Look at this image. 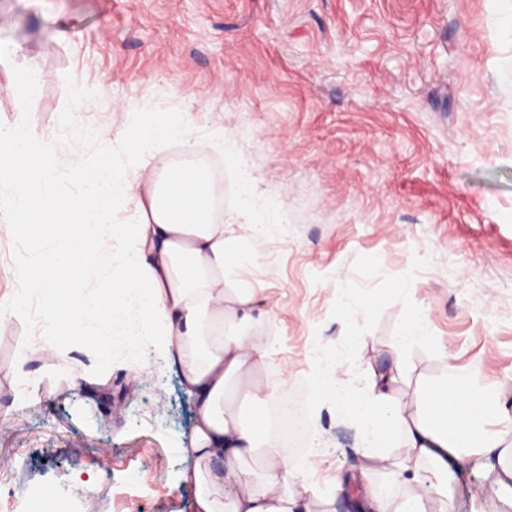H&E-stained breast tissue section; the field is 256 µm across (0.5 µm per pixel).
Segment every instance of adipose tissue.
I'll use <instances>...</instances> for the list:
<instances>
[{"mask_svg": "<svg viewBox=\"0 0 512 512\" xmlns=\"http://www.w3.org/2000/svg\"><path fill=\"white\" fill-rule=\"evenodd\" d=\"M184 134L181 113L157 108L131 114L129 162L118 166L106 158L92 165L62 159L36 147L25 127L0 128V194L12 203L11 227L34 232L57 249L50 267L18 270L25 290L11 302L10 315L24 312L26 297H42L48 327L39 349L45 353L57 352V331L69 325L96 327L104 357L113 337L160 338L162 357L176 369L193 406V464L183 473L196 488L193 512H312L318 452L293 456L265 419L280 386L262 376L267 349L249 332L265 315L259 307L265 290L259 281L233 277L238 218L215 215L214 175L206 166L150 168L161 147ZM62 169L80 175L86 187L81 199L58 196ZM131 202L136 223L104 221L107 211ZM114 254L121 264L111 288L75 293L85 270ZM426 321L421 312L403 326L388 367H367L359 392L336 376L356 337L343 343L335 361L314 359L320 399L311 416L327 407L346 414L362 444L357 469L380 474L352 495L346 479L336 478L351 512H447L454 467L466 458H496L502 474L512 477V458L488 430L496 403L467 379L452 371L429 394L400 398V385L410 381L403 350L423 337ZM238 395L251 402L250 416L236 412ZM425 465L437 476L429 495L418 488Z\"/></svg>", "mask_w": 512, "mask_h": 512, "instance_id": "obj_1", "label": "adipose tissue"}]
</instances>
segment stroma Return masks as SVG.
<instances>
[{
  "instance_id": "1",
  "label": "stroma",
  "mask_w": 512,
  "mask_h": 512,
  "mask_svg": "<svg viewBox=\"0 0 512 512\" xmlns=\"http://www.w3.org/2000/svg\"><path fill=\"white\" fill-rule=\"evenodd\" d=\"M0 126L91 163H124L121 135L138 98L162 94L183 113L184 141L162 160L202 162L224 183V212L251 176L268 204L265 237L236 250L269 286L262 324L267 375L313 398L311 359L364 339L339 372L364 384L363 357L384 368L418 312L423 340L404 352L413 397L446 370L465 375L512 416V0H0ZM38 70V107L6 91ZM80 89L86 124L57 137ZM236 141V159L212 147ZM54 246L0 232V300L42 268ZM62 354L26 357L31 313L0 328V512L43 493L69 512H193L182 481L193 409L153 337L113 342L102 362L87 328ZM313 512L331 476L360 449L352 422L323 412ZM452 512H512V482L465 463Z\"/></svg>"
}]
</instances>
